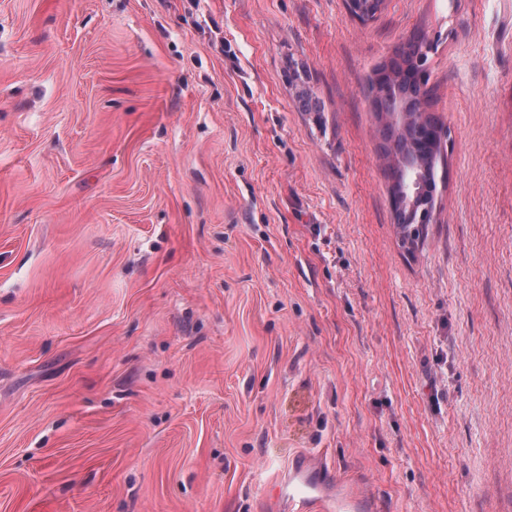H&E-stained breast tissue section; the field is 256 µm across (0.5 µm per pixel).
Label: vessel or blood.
<instances>
[{
    "instance_id": "1",
    "label": "vessel or blood",
    "mask_w": 512,
    "mask_h": 512,
    "mask_svg": "<svg viewBox=\"0 0 512 512\" xmlns=\"http://www.w3.org/2000/svg\"><path fill=\"white\" fill-rule=\"evenodd\" d=\"M272 494L287 495L292 512H370L372 508L360 486L335 476L307 455L293 461Z\"/></svg>"
}]
</instances>
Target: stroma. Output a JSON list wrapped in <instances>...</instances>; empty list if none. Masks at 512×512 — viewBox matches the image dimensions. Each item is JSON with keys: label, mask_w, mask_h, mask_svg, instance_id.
<instances>
[{"label": "stroma", "mask_w": 512, "mask_h": 512, "mask_svg": "<svg viewBox=\"0 0 512 512\" xmlns=\"http://www.w3.org/2000/svg\"><path fill=\"white\" fill-rule=\"evenodd\" d=\"M416 33L411 253L368 78ZM301 454L512 512V0H0V512H289ZM421 207L410 211L409 204L405 203L402 208L393 210L394 224L396 225L401 242L412 247L420 239L425 224H418Z\"/></svg>", "instance_id": "35a3bbf8"}]
</instances>
